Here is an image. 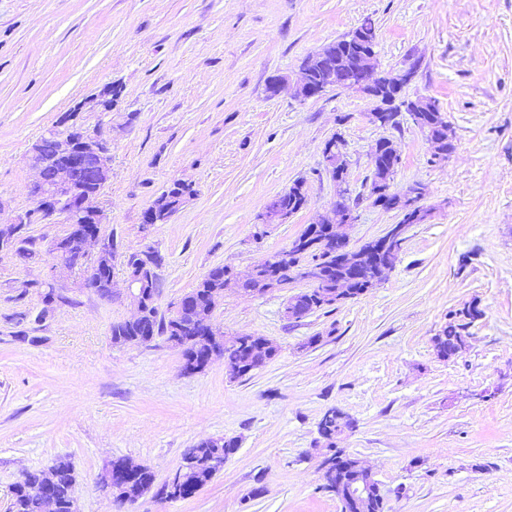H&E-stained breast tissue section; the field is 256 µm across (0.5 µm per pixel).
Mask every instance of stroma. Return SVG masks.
<instances>
[{
  "label": "stroma",
  "mask_w": 512,
  "mask_h": 512,
  "mask_svg": "<svg viewBox=\"0 0 512 512\" xmlns=\"http://www.w3.org/2000/svg\"><path fill=\"white\" fill-rule=\"evenodd\" d=\"M367 18L376 72L417 63L401 95L437 101L455 138L448 161L432 162L408 112L374 124L356 90L269 95L272 79H299L308 54ZM107 86L120 96L105 114L93 99ZM79 103L112 139L104 229L122 249L162 256L156 304L167 317L212 268L246 277L330 215L337 187L322 148L333 136L356 214L343 228L349 249L402 219L370 196L380 140L400 151L393 189L420 186L428 215L408 226L384 280L300 321L284 309L308 281L225 290L215 327L277 352L240 379L220 357L188 375L166 337L113 342V324L135 313L123 261L108 300L82 272L53 267L50 245L67 226L37 212L26 154ZM176 180L193 195L143 230ZM298 181L306 207L259 223ZM20 218L39 256L0 253V512L25 473L61 457L75 467L79 512H340L320 488L318 423L331 408L353 423L337 447L372 470L390 512H512V0H0V222ZM46 280L59 296L49 307ZM470 302L483 316L466 349L439 357L434 336ZM217 438L238 449L189 499L150 491L120 504L98 484L119 458L163 483L188 448Z\"/></svg>",
  "instance_id": "stroma-1"
}]
</instances>
